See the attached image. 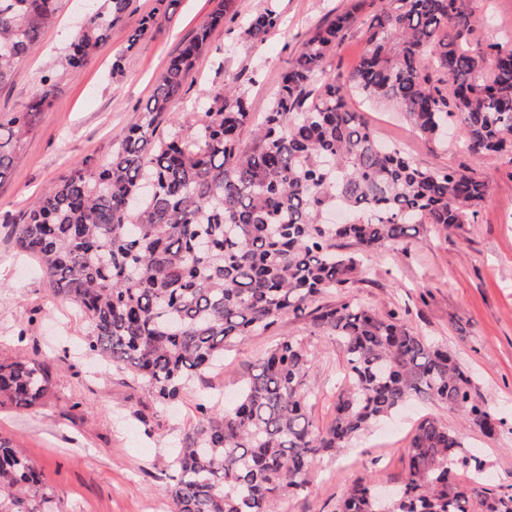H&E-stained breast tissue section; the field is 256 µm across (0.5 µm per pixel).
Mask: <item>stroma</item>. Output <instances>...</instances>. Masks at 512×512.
Listing matches in <instances>:
<instances>
[{
    "label": "stroma",
    "mask_w": 512,
    "mask_h": 512,
    "mask_svg": "<svg viewBox=\"0 0 512 512\" xmlns=\"http://www.w3.org/2000/svg\"><path fill=\"white\" fill-rule=\"evenodd\" d=\"M216 3L181 0L173 15L132 47L128 39L138 17L159 6L158 0H134L135 17L113 27L85 68L60 80L50 106L23 136L18 163L0 180V360L37 361L51 377V390L40 405L0 406V436L41 468L61 512H150L167 502L169 456L195 426L199 404L219 395L234 399L253 362L282 338L301 339L318 357L305 384L315 426L330 421L344 386L340 347L319 335L306 316L227 348L222 367L192 379L176 404L162 405L142 383L88 352L87 319L53 295L38 261L15 245V220L45 189L83 159H111L127 129L139 122L170 58ZM352 3L237 0L241 15L270 8L279 15V25L258 44L241 36L239 23L216 28L174 112H186L195 100L214 96L234 80L247 90L254 116H262L302 43ZM88 8L87 0H62L40 40L11 79L0 84V112L20 109L35 97L41 76L58 69ZM120 52L125 58L116 73L112 56ZM352 107L421 165L456 167L470 161L462 128H454L441 144L419 135L388 105L356 95ZM480 169L490 181L474 219L442 233L419 225L408 243L368 254L369 275L348 292L324 296L320 304L333 306L349 295L381 313L405 308L415 332L447 346L472 372L478 392L504 418V426L489 438L445 407L412 402L341 453L317 460L305 490L282 498L279 512H336L341 496L364 477L378 485H400L404 451L424 415L462 436L484 460L496 490L512 489V157L487 158Z\"/></svg>",
    "instance_id": "stroma-1"
}]
</instances>
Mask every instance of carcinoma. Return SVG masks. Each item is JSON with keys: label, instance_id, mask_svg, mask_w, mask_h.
<instances>
[{"label": "carcinoma", "instance_id": "carcinoma-1", "mask_svg": "<svg viewBox=\"0 0 512 512\" xmlns=\"http://www.w3.org/2000/svg\"><path fill=\"white\" fill-rule=\"evenodd\" d=\"M92 2L64 70L87 64L135 12L134 0ZM233 2L218 0L170 59L112 159L74 165L15 229L17 247L38 260L53 294L87 317L89 351L161 404L223 359L225 347L290 316H312L340 345L349 385L321 429L304 392L317 357L298 338L265 352L234 403L200 405L198 424L170 456L173 512H275L278 500L306 488L317 459L349 447L414 397L447 406L488 437L504 425L448 348L399 313L382 315L355 297L310 306L367 273L365 254L403 244L418 224H466L487 195V174L421 166L386 144L349 100L358 94L396 106L428 140L460 123L473 157L512 156V47L492 30L478 33L462 0H354L288 62L245 146L240 132L252 115L233 81L193 112L172 113ZM59 3L0 0V84ZM278 21L272 10L253 14L242 34L261 41ZM156 26L157 14L142 17L127 49ZM355 27L364 30L357 67L346 77L329 74V56ZM59 78L44 74L30 105L0 112V180ZM166 121L180 131L160 133ZM346 240L357 250H342ZM50 388L41 364L0 362V404L30 408ZM406 458L405 480L387 507L376 484L360 479L337 512H512V494L481 479L485 462L436 418L417 424ZM0 512H59L41 471L3 437Z\"/></svg>", "mask_w": 512, "mask_h": 512}]
</instances>
